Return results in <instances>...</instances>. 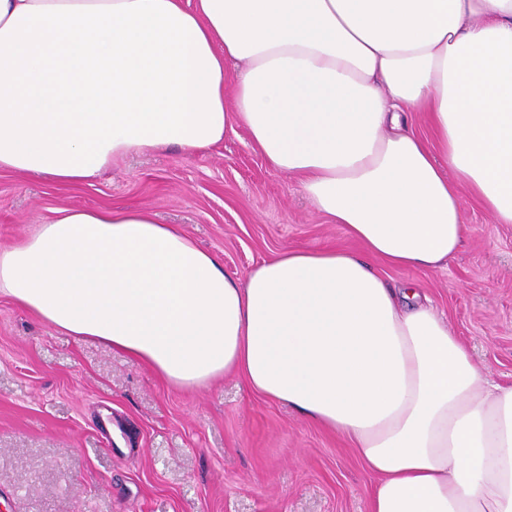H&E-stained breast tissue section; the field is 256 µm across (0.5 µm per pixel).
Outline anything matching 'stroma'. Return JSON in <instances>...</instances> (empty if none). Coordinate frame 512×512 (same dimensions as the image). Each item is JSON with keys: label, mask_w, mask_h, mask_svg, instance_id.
<instances>
[{"label": "stroma", "mask_w": 512, "mask_h": 512, "mask_svg": "<svg viewBox=\"0 0 512 512\" xmlns=\"http://www.w3.org/2000/svg\"><path fill=\"white\" fill-rule=\"evenodd\" d=\"M109 205L150 210L241 278L284 249L357 248L241 129L207 150L130 155L71 186L1 172L0 245L56 209ZM462 220L447 265L383 275L414 284L481 371L512 384V224L467 198ZM372 483L343 436L239 378L170 386L0 298V512H369Z\"/></svg>", "instance_id": "1"}]
</instances>
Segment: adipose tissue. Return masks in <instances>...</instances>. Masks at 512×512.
Returning <instances> with one entry per match:
<instances>
[{
    "instance_id": "obj_1",
    "label": "adipose tissue",
    "mask_w": 512,
    "mask_h": 512,
    "mask_svg": "<svg viewBox=\"0 0 512 512\" xmlns=\"http://www.w3.org/2000/svg\"><path fill=\"white\" fill-rule=\"evenodd\" d=\"M235 128L361 253L238 279L147 209L59 208L0 246V297L344 435L370 512H512V384L372 266L447 264L466 197L512 224V0H0V170L75 184Z\"/></svg>"
}]
</instances>
